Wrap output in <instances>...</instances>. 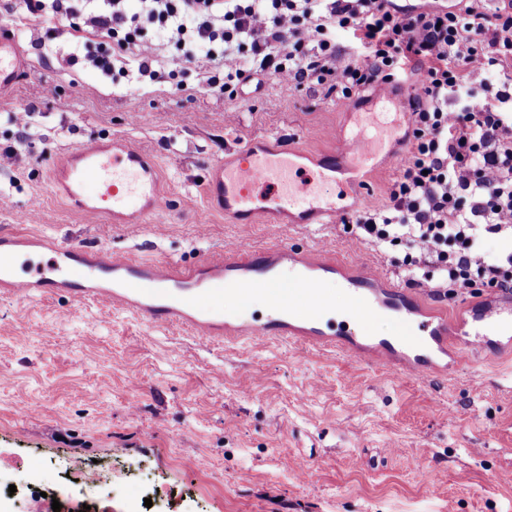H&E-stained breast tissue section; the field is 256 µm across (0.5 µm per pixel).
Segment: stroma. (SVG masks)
Wrapping results in <instances>:
<instances>
[{"label": "stroma", "mask_w": 512, "mask_h": 512, "mask_svg": "<svg viewBox=\"0 0 512 512\" xmlns=\"http://www.w3.org/2000/svg\"><path fill=\"white\" fill-rule=\"evenodd\" d=\"M18 39L31 66L0 94V151L14 150L0 161V229L188 264L231 243L318 248L405 282L391 254L352 243L341 223L233 224L203 202L208 168L252 136L331 150L347 107L326 89L265 78L231 98L208 85L216 68L202 56L138 82L71 67L38 50L69 45L51 19ZM27 111L37 134L21 145L8 117ZM112 136L159 162L163 237L98 222L53 193L63 153ZM501 359L472 349L456 375L425 381L294 340L205 343L114 306L0 292V470L42 462L62 481L60 459L93 465L154 485L169 512H512Z\"/></svg>", "instance_id": "1"}]
</instances>
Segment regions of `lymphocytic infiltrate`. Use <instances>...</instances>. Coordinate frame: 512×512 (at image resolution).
<instances>
[{
	"mask_svg": "<svg viewBox=\"0 0 512 512\" xmlns=\"http://www.w3.org/2000/svg\"><path fill=\"white\" fill-rule=\"evenodd\" d=\"M23 0L27 19L69 20V64L86 61L128 79L163 62L140 40L151 26L184 57L219 62L236 94L255 77L326 86L339 102L415 75L408 155L386 203L342 223L353 241L401 249L413 285L455 294L475 285L512 291V0L403 8L396 0ZM350 33L356 55L339 64L331 38ZM497 73L499 84L474 85ZM500 242L489 253L486 240Z\"/></svg>",
	"mask_w": 512,
	"mask_h": 512,
	"instance_id": "obj_1",
	"label": "lymphocytic infiltrate"
}]
</instances>
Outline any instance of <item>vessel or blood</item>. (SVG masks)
<instances>
[{"instance_id": "1", "label": "vessel or blood", "mask_w": 512, "mask_h": 512, "mask_svg": "<svg viewBox=\"0 0 512 512\" xmlns=\"http://www.w3.org/2000/svg\"><path fill=\"white\" fill-rule=\"evenodd\" d=\"M27 66L16 34L1 29L0 92ZM352 119L335 150L313 159L281 135L247 140L209 167L205 203L234 224L334 223L337 198L362 195L366 174L397 160L393 132L405 117L385 122L356 112ZM50 181L69 208L111 224L145 223L162 206L157 159L124 137L70 149L53 165ZM329 280L348 297L343 310L326 293ZM0 289L21 300L65 293L80 302L119 306L210 343L302 341L421 377L454 374L470 347L512 351L511 293L452 322L434 310L433 289L371 275L362 265L318 250L230 245L186 266L8 230L0 232ZM258 294L266 299L260 313L249 308ZM228 295L240 300L241 311H225ZM391 314L408 324L411 339L376 336L373 323ZM447 353L451 362L438 364Z\"/></svg>"}]
</instances>
